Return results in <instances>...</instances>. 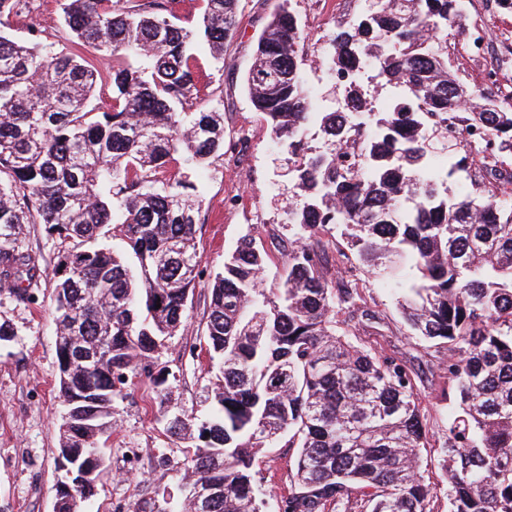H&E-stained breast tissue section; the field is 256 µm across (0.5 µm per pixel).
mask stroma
<instances>
[{
  "mask_svg": "<svg viewBox=\"0 0 512 512\" xmlns=\"http://www.w3.org/2000/svg\"><path fill=\"white\" fill-rule=\"evenodd\" d=\"M490 0H462L468 25H484L496 41L499 93L512 94V12L490 9ZM277 0H241L236 33L224 51L223 61L213 59L206 44L193 54L198 67L210 77L205 100L195 108L219 107L224 111V153L204 167L186 168L171 163L176 178L186 180L200 199L201 222L196 227V251L206 277L224 267V256L246 234L281 228L293 201L288 179V157L274 142L262 115L252 107L244 79L253 62L257 39ZM289 8L306 33L300 50L301 69L321 104L343 101L336 80L319 67L329 37L362 16L365 0H289ZM10 32L18 39L39 34L41 41L71 49L72 36L62 21L60 0H25L11 19ZM341 276L363 289L369 304L379 312L376 327L359 332L354 341L367 349L385 348L406 361L429 419V448L423 449L421 469L436 483L432 512H448L438 448L453 410L441 392L445 386L442 362L448 351L412 335L403 321L397 293L376 280L356 259H349ZM198 282L188 299V317L154 358L140 362L112 406V433L104 447L105 471L87 512H161L166 495L178 492L184 474L186 442L167 431L170 417L186 414L193 421L207 418L214 387L203 352L208 292ZM53 288L44 282L38 301L24 304L0 293V323L10 326V340L0 341V512H51L55 497L56 450L64 410L57 386L58 363L51 314ZM166 368L169 395L166 403L155 397L149 374ZM139 448L142 458L128 463L125 451ZM295 449L284 445L262 449L255 457L256 480L272 500L288 497Z\"/></svg>",
  "mask_w": 512,
  "mask_h": 512,
  "instance_id": "1",
  "label": "stroma"
}]
</instances>
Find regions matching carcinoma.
I'll use <instances>...</instances> for the list:
<instances>
[{"instance_id": "carcinoma-1", "label": "carcinoma", "mask_w": 512, "mask_h": 512, "mask_svg": "<svg viewBox=\"0 0 512 512\" xmlns=\"http://www.w3.org/2000/svg\"><path fill=\"white\" fill-rule=\"evenodd\" d=\"M21 0H0V291L37 303L43 270L23 224L59 241L52 268L60 347L58 388L74 410L61 424L67 450L95 476L56 498L71 512L96 495L102 456L85 453L112 424V401L137 362L158 352L183 323L199 278L201 205L168 176L175 153L201 166L224 150L219 108L180 112L210 81L191 50L217 58L236 30L240 0H203L202 24L181 26L170 0H64L78 49L20 41L9 18ZM279 0L258 37L246 86L254 109L288 151L300 193L288 208V252L243 236L212 276L206 321L220 379L213 413L188 452L184 477L218 489L206 504L187 495L166 512H256L264 501L255 454L288 437L298 449L295 491L278 512H431L420 467L428 430L403 359L353 343L379 322L350 281L327 278L325 237L340 234L378 278L411 271L399 291L403 320L418 338L448 348L445 397H454L442 445L448 512H512V98L476 93L448 55L466 34L460 0H384L331 39L329 73L356 71L345 103L366 106L363 69L396 90L388 112L348 113L312 101L299 64L303 33ZM110 61L100 70L80 49ZM112 107L90 108L98 85ZM452 115L458 141L481 155L477 192L448 194L468 172L448 158L425 167L430 135ZM317 129L325 149L308 147ZM165 181L168 189L155 185ZM117 231L126 252L107 244ZM282 265L269 293L262 275Z\"/></svg>"}]
</instances>
